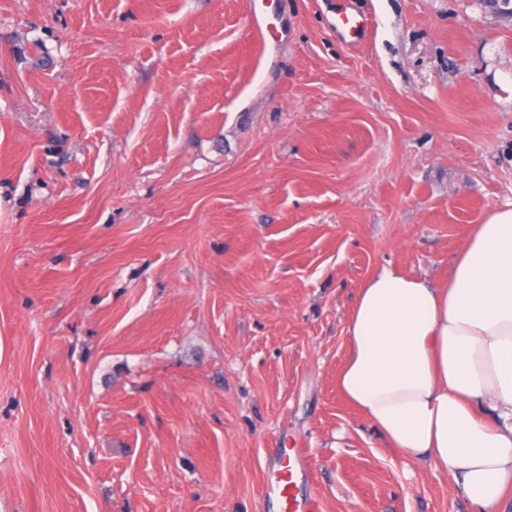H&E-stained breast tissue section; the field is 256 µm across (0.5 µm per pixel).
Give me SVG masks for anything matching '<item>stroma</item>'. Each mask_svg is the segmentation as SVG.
<instances>
[{
    "label": "stroma",
    "instance_id": "35a3bbf8",
    "mask_svg": "<svg viewBox=\"0 0 512 512\" xmlns=\"http://www.w3.org/2000/svg\"><path fill=\"white\" fill-rule=\"evenodd\" d=\"M348 8L0 0V512H275L270 448L319 512H473L336 379L367 277L512 207V20ZM336 31L347 33L354 39L359 38L367 30V19L360 15H353L346 8L336 13Z\"/></svg>",
    "mask_w": 512,
    "mask_h": 512
}]
</instances>
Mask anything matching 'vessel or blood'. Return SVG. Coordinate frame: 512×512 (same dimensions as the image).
Listing matches in <instances>:
<instances>
[{
	"label": "vessel or blood",
	"instance_id": "b4317fda",
	"mask_svg": "<svg viewBox=\"0 0 512 512\" xmlns=\"http://www.w3.org/2000/svg\"><path fill=\"white\" fill-rule=\"evenodd\" d=\"M337 31L359 38L367 29V20L347 9L336 14ZM268 469L265 484L266 497L274 500L280 512H318L314 496L300 492L298 481L308 469L307 455L301 448H271L267 451Z\"/></svg>",
	"mask_w": 512,
	"mask_h": 512
}]
</instances>
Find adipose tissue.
Instances as JSON below:
<instances>
[{"mask_svg": "<svg viewBox=\"0 0 512 512\" xmlns=\"http://www.w3.org/2000/svg\"><path fill=\"white\" fill-rule=\"evenodd\" d=\"M337 384L386 440L512 512V208L475 225L447 287L390 267L361 286Z\"/></svg>", "mask_w": 512, "mask_h": 512, "instance_id": "ef3b65f1", "label": "adipose tissue"}]
</instances>
